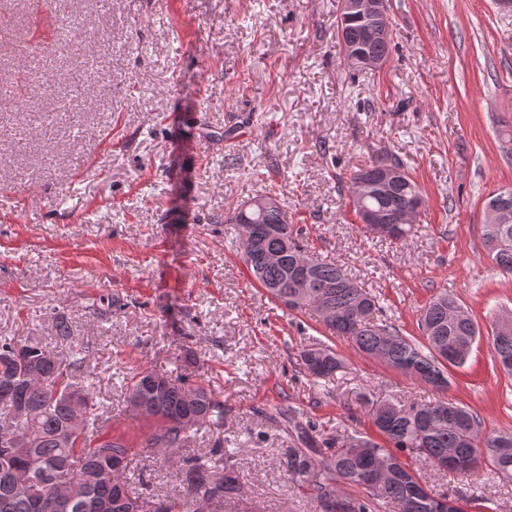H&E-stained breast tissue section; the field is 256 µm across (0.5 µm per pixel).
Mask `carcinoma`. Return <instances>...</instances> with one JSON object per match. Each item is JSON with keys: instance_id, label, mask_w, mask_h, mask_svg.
Segmentation results:
<instances>
[{"instance_id": "obj_1", "label": "carcinoma", "mask_w": 512, "mask_h": 512, "mask_svg": "<svg viewBox=\"0 0 512 512\" xmlns=\"http://www.w3.org/2000/svg\"><path fill=\"white\" fill-rule=\"evenodd\" d=\"M366 25L350 22L345 38L361 52L388 60L391 40H361ZM385 162L401 172V180L386 197L373 195L361 203L351 199L356 215L368 208L393 218L407 206H423L420 187L401 159L377 158L365 169ZM249 217L255 237L242 258L258 284L279 301L280 285L293 280L297 258L306 248L288 224L283 202ZM482 243L497 267L512 274V223L484 224ZM271 251L282 253L279 264L264 263L265 253ZM308 277L334 317L297 296L296 288L288 289V310H314L331 334L410 379L444 391L448 367H462L472 355L478 325L470 316H453L461 305L446 290L433 295L420 311L418 325L425 343L419 344L384 317L376 297L355 285L343 265L317 257ZM493 323V350L502 368L512 374V332L501 333L504 320L496 315ZM53 330L67 352L51 350L32 337L0 338V512H53L46 505L60 484L79 489L67 512H100L103 502L110 505L109 512H224V500L240 490L239 476L231 470L218 472L197 457L180 470V498L161 501L129 487L125 471L132 448L100 423L83 347L71 323L57 315ZM303 360L316 378H330L343 368L340 355L328 347L304 350ZM125 402L134 417L153 426L142 445L146 454L188 453L191 438L200 429L224 430V401L200 377L192 381L141 368L125 382ZM369 402L374 435L355 430L321 445L303 413L290 407L278 411L293 437L281 465L315 512H336L338 507L342 512H441L443 495L426 487L416 470L400 459L401 453L443 466L453 475L485 468L512 481V430L482 435L475 412L437 398L406 404L380 390ZM475 446L484 453L475 454ZM21 471L33 478L23 494L13 488Z\"/></svg>"}]
</instances>
